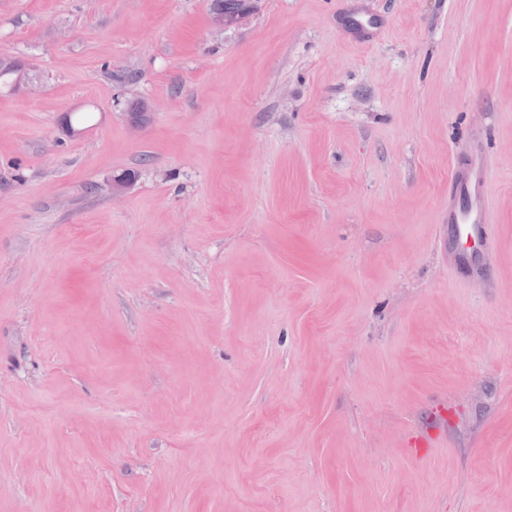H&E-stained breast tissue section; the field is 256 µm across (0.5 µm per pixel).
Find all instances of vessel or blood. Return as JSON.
<instances>
[{"label":"vessel or blood","instance_id":"vessel-or-blood-1","mask_svg":"<svg viewBox=\"0 0 512 512\" xmlns=\"http://www.w3.org/2000/svg\"><path fill=\"white\" fill-rule=\"evenodd\" d=\"M448 221L458 232L482 239L491 223L487 176L481 163H472L469 170L456 178L455 194L448 206Z\"/></svg>","mask_w":512,"mask_h":512}]
</instances>
